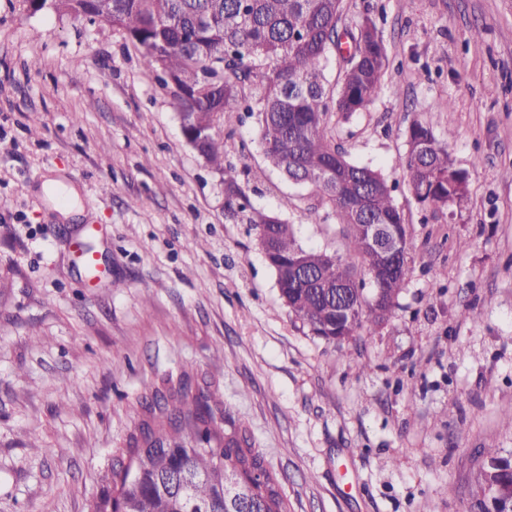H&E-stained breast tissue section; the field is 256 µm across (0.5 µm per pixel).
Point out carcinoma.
I'll return each instance as SVG.
<instances>
[{
    "label": "carcinoma",
    "instance_id": "cac0c4a2",
    "mask_svg": "<svg viewBox=\"0 0 512 512\" xmlns=\"http://www.w3.org/2000/svg\"><path fill=\"white\" fill-rule=\"evenodd\" d=\"M42 10L112 25L140 51L144 68L174 88L183 134L207 162L222 166L220 119L237 112L256 118L259 143L270 165L289 177L303 175L332 205L353 257L368 276L382 264L361 235V224H395L404 255L410 241L382 172L350 162L334 143L330 114L348 119L381 94L388 68L382 32L368 15L350 27L343 0H42ZM353 51L338 52L341 78L324 70L335 37ZM402 161L417 201L436 213L465 195L467 174L420 121L409 130ZM227 211L251 209L227 174ZM264 228L260 245L275 270L280 296L309 331L327 341L354 340L393 315L411 268L374 283L363 293L352 266L325 250L302 247L294 228L276 214L248 218ZM347 278L348 297H336ZM158 414L140 427L129 459L112 465V490L91 512H288L278 478L264 467L246 434L227 437L209 396L182 386L172 400L155 402ZM192 430L185 438L181 431ZM478 486L512 489V460L497 448L481 450ZM237 478L224 487V474Z\"/></svg>",
    "mask_w": 512,
    "mask_h": 512
}]
</instances>
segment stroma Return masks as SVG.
Masks as SVG:
<instances>
[{
    "instance_id": "stroma-1",
    "label": "stroma",
    "mask_w": 512,
    "mask_h": 512,
    "mask_svg": "<svg viewBox=\"0 0 512 512\" xmlns=\"http://www.w3.org/2000/svg\"><path fill=\"white\" fill-rule=\"evenodd\" d=\"M343 5L351 24L375 14L388 71L330 125L394 185L412 274L390 319L338 345L284 304L139 51L106 22L0 0V512H90L153 390L185 376L226 435L247 432L288 512H476L480 450L512 454V0ZM417 120L468 173L436 214L402 167ZM218 132L256 210L349 261L332 206L268 163L255 119ZM50 178L76 187L78 216ZM74 239L99 255L97 287L76 286ZM43 191L51 201H63L66 208L62 210L67 215L70 210L80 207L79 196L75 187L61 179H51L43 184Z\"/></svg>"
}]
</instances>
